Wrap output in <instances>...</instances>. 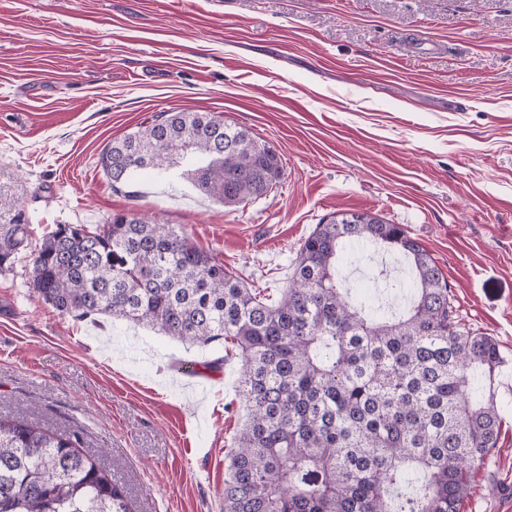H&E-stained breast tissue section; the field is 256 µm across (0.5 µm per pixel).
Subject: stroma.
<instances>
[{
    "mask_svg": "<svg viewBox=\"0 0 512 512\" xmlns=\"http://www.w3.org/2000/svg\"><path fill=\"white\" fill-rule=\"evenodd\" d=\"M165 111L250 129L280 184L236 210L148 174L113 189L102 150ZM0 198L31 230L0 268V415L78 433L139 512H222L247 410L222 344L35 299L47 233L129 210L272 290L330 213L405 225L504 356L460 512H512V0H0Z\"/></svg>",
    "mask_w": 512,
    "mask_h": 512,
    "instance_id": "stroma-1",
    "label": "stroma"
}]
</instances>
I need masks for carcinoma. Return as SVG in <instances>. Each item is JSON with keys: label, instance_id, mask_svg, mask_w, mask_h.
<instances>
[{"label": "carcinoma", "instance_id": "cac0c4a2", "mask_svg": "<svg viewBox=\"0 0 512 512\" xmlns=\"http://www.w3.org/2000/svg\"><path fill=\"white\" fill-rule=\"evenodd\" d=\"M112 186L151 170L245 207L283 176L276 149L216 112H162L107 145ZM30 236L0 227V267ZM407 267L408 307L380 313L336 267L357 245ZM38 299L186 344L222 341L241 362L247 417L224 479V512H459L501 432L491 393L498 343L458 320L448 283L402 224L339 211L304 239L275 299L247 287L185 233L136 213L59 224L32 257ZM81 437L0 416V512H134Z\"/></svg>", "mask_w": 512, "mask_h": 512}]
</instances>
